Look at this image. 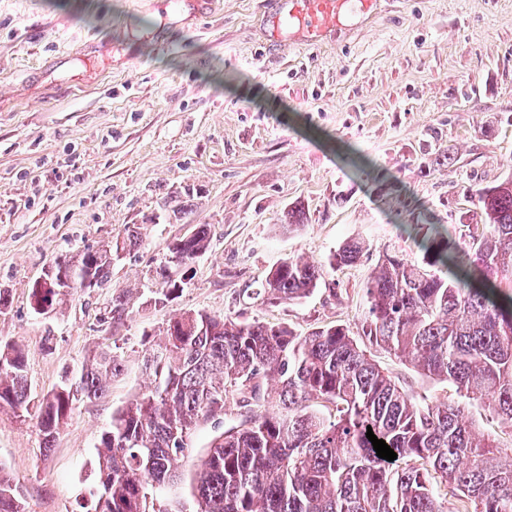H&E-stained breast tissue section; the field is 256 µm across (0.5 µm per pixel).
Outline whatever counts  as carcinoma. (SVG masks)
<instances>
[{"instance_id": "1", "label": "carcinoma", "mask_w": 512, "mask_h": 512, "mask_svg": "<svg viewBox=\"0 0 512 512\" xmlns=\"http://www.w3.org/2000/svg\"><path fill=\"white\" fill-rule=\"evenodd\" d=\"M475 210L445 234L421 213L413 229L422 257L386 249L367 284L361 339L409 362L424 376L455 386L457 398L412 402L341 326L306 336L260 322L185 311L143 357L147 392L112 413L98 445L100 484L86 512H184L157 494L188 485L193 512H512V459L490 436L476 434L466 401H479L512 429V177L471 189ZM210 245L196 225L172 251L188 265ZM365 246L345 242L331 265L357 262ZM70 278L111 274L105 249L55 259ZM322 267L290 258L262 288L271 303L301 300L323 281ZM154 283L171 293L166 265ZM112 323L128 298L112 296ZM122 362L95 353L78 371V396L57 391L38 406L46 449L80 399L101 396ZM249 411L215 436L197 469L185 473L193 425L227 413L228 400ZM333 407L326 420L316 407ZM21 418L30 385L21 349H0V411ZM397 454L376 455L367 428ZM0 467V512H24L22 492Z\"/></svg>"}]
</instances>
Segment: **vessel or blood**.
I'll return each mask as SVG.
<instances>
[{
	"label": "vessel or blood",
	"instance_id": "vessel-or-blood-1",
	"mask_svg": "<svg viewBox=\"0 0 512 512\" xmlns=\"http://www.w3.org/2000/svg\"><path fill=\"white\" fill-rule=\"evenodd\" d=\"M382 0H267L270 47L326 46L344 31L375 18Z\"/></svg>",
	"mask_w": 512,
	"mask_h": 512
}]
</instances>
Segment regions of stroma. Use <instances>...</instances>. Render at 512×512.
I'll list each match as a JSON object with an SVG mask.
<instances>
[{
	"label": "stroma",
	"instance_id": "35a3bbf8",
	"mask_svg": "<svg viewBox=\"0 0 512 512\" xmlns=\"http://www.w3.org/2000/svg\"><path fill=\"white\" fill-rule=\"evenodd\" d=\"M264 0H0V345L21 348L33 400L94 351L123 372L76 405L44 451L35 415L0 412V464L25 512H84L113 411L146 391L143 355L183 311L261 321L305 336H360L365 286L422 207L454 227L469 187L512 176V0H388L366 28L284 56L266 47ZM454 152L452 164L438 157ZM305 224L283 229L293 206ZM210 246L172 301L151 280L194 225ZM138 227L103 287L37 314L32 285L55 257ZM367 249L329 267L345 242ZM290 257L325 264L309 297L272 306L260 290ZM129 315L112 324L115 294ZM418 405L448 383L372 346Z\"/></svg>",
	"mask_w": 512,
	"mask_h": 512
}]
</instances>
